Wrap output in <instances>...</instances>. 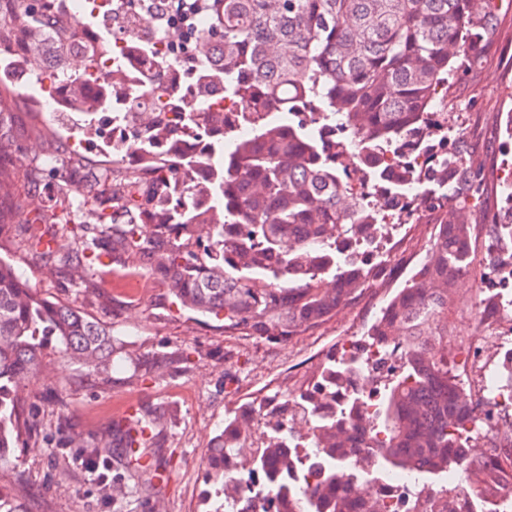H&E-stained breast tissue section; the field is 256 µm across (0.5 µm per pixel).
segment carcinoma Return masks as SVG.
<instances>
[{
	"label": "carcinoma",
	"instance_id": "cac0c4a2",
	"mask_svg": "<svg viewBox=\"0 0 512 512\" xmlns=\"http://www.w3.org/2000/svg\"><path fill=\"white\" fill-rule=\"evenodd\" d=\"M69 0H0V60L24 59L32 69L50 58L48 90L61 108L101 112L112 83L97 80L91 61L110 50L101 27L87 38ZM201 16L194 59L161 65L139 97L167 95L192 84V106L211 150L185 162L177 126L152 114L148 136L165 141L160 158L131 143L106 158L72 151L48 125L29 139L21 118L0 107V232L14 210L32 260L50 278L87 293L95 265L144 267L166 290L170 305L224 322V334L287 341L319 328L360 298L378 271L336 254L338 241L379 234L376 210L349 196L345 178L362 167L374 183L400 191L419 184V206L440 213L419 268L397 289L368 335L385 345L401 339L399 374L380 404L377 426L385 442L369 441L360 408L330 417L317 409L318 391L343 374L328 360L321 384L284 396L292 416L310 431L308 447L321 456L316 483L281 485L255 497L253 512H378L366 491L368 472L356 458L384 470L443 477L467 472L472 493L501 484L512 491V445L502 455L472 457L479 403L448 363V304L457 283L472 273L473 222L448 223V207L465 206L478 189L475 165L456 138L455 164L439 168L446 192L421 184L432 174L409 167L387 170L374 154L379 142L437 137L433 118L445 117L447 91L463 69L481 59L496 29L492 0H174L168 14ZM220 68L200 70L213 45ZM229 84L249 109L253 132L242 135L203 102L213 82ZM313 104L310 123L294 116V101ZM269 112L275 113L271 119ZM57 159L49 168L43 158ZM102 373L123 349L121 340L80 306L51 301L0 257V464L17 448L35 447L37 413L26 412L21 387L43 371L46 350ZM264 399L241 405L204 456L216 497L238 494L225 460L239 458L248 473L301 468L289 454L288 433L252 444L251 422ZM128 442L127 431L105 430L82 459L93 469ZM421 512L448 490L422 484ZM0 512H28L20 494L0 492Z\"/></svg>",
	"mask_w": 512,
	"mask_h": 512
}]
</instances>
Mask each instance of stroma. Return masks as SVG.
<instances>
[{"instance_id": "stroma-1", "label": "stroma", "mask_w": 512, "mask_h": 512, "mask_svg": "<svg viewBox=\"0 0 512 512\" xmlns=\"http://www.w3.org/2000/svg\"><path fill=\"white\" fill-rule=\"evenodd\" d=\"M497 29L479 64L465 71L448 91V127L463 134L468 153L482 162L479 191L468 200L483 234L485 213L503 210L500 162L504 146H512L503 112L512 108V0H499ZM0 256L50 300L73 301L92 317L123 335L138 369L115 365L105 375L55 360L49 374L27 382L24 394L39 416L37 447L18 449L0 465V490L17 483L27 488L28 512H153L163 502L166 512H205L208 489L204 450L224 427L227 410L250 396L285 393L312 383L337 340L362 336L394 294L389 281H375L363 297L319 329L288 342L225 335L220 321L161 306L163 290L143 269L120 263L97 269V296L87 301L73 288L46 276L18 240L0 242ZM481 283L462 281L448 308L453 335L449 351L472 335V307ZM163 354L173 369L159 371L152 360ZM155 409L162 423L158 443L149 455L167 481L145 498L134 489L135 467L129 457L101 462L98 476L76 465L79 448L71 434L91 441L104 428L120 422L128 406Z\"/></svg>"}]
</instances>
